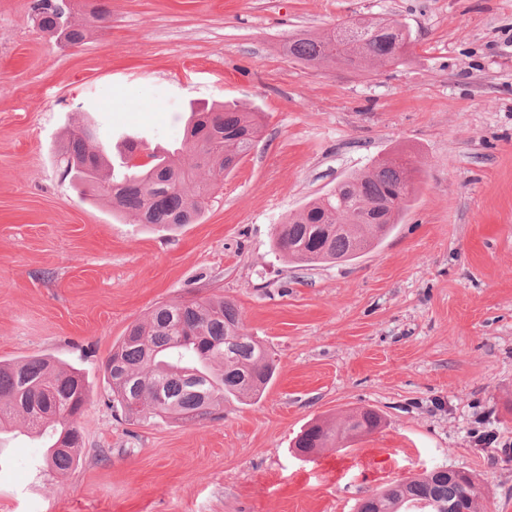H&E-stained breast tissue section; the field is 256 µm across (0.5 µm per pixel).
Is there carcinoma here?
<instances>
[{"label": "carcinoma", "mask_w": 512, "mask_h": 512, "mask_svg": "<svg viewBox=\"0 0 512 512\" xmlns=\"http://www.w3.org/2000/svg\"><path fill=\"white\" fill-rule=\"evenodd\" d=\"M30 10L40 30L56 29V12L49 0H32ZM69 11L66 38L82 44L92 25ZM403 30L391 32L384 21L361 20L354 33L340 29L323 34L297 33L288 52L310 66L339 65L364 70L400 59L394 44L405 40ZM261 131L257 112L235 106L203 107L192 111L190 134L183 151L186 164L153 155L147 167L123 165L118 176L100 178L106 148L93 144L89 128L69 132L64 159L68 174L92 188L112 207L137 215L143 224L175 232L194 224L224 176L251 151ZM205 168L208 178L196 180ZM421 167L398 159L380 160L347 177L323 197L307 203L274 231L275 247L288 256L315 265L346 263L378 246L402 219L417 189ZM400 195L398 205L383 207L388 196ZM276 372L263 344L244 326L237 305L224 298L190 299L156 307L148 322L129 326L106 361L113 408L134 422L156 419L196 422L224 408V399L262 395ZM88 399L83 376L58 370L49 360L31 356L0 363V426L22 414L31 429L47 438L44 464L63 473L72 468L82 436L77 421ZM381 416L362 409L343 425L331 428L312 423L301 431L294 448L311 455L348 439L375 432ZM486 512L482 490L474 478L448 481L442 470L386 487L358 512Z\"/></svg>", "instance_id": "obj_1"}]
</instances>
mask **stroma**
Here are the masks:
<instances>
[{"label":"stroma","mask_w":512,"mask_h":512,"mask_svg":"<svg viewBox=\"0 0 512 512\" xmlns=\"http://www.w3.org/2000/svg\"><path fill=\"white\" fill-rule=\"evenodd\" d=\"M71 48L29 0H0V362L84 377L83 444L46 472L23 420L0 430V512H357L388 484L469 472L512 512V0H97ZM395 18L413 53L366 71L291 57L300 31ZM261 115L198 223L168 234L64 173L85 124L180 147L192 105ZM422 181L384 242L347 264L276 252V225L381 156ZM233 300L276 377L217 418L136 423L104 364L173 301ZM375 410L380 429L303 457L308 424Z\"/></svg>","instance_id":"stroma-1"}]
</instances>
